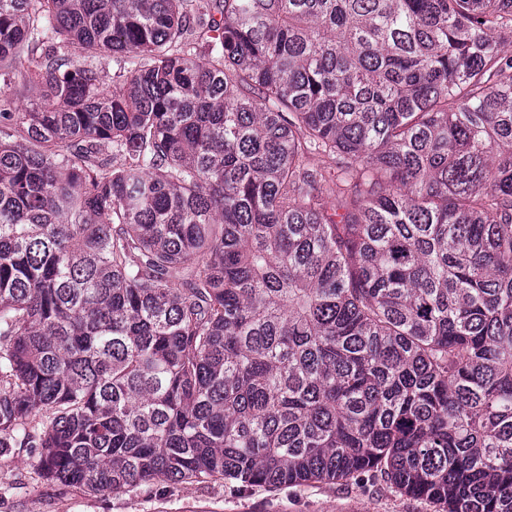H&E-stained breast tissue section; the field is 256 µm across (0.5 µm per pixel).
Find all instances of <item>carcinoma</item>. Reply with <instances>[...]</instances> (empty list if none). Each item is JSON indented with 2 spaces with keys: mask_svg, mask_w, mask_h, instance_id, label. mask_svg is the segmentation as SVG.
<instances>
[{
  "mask_svg": "<svg viewBox=\"0 0 512 512\" xmlns=\"http://www.w3.org/2000/svg\"><path fill=\"white\" fill-rule=\"evenodd\" d=\"M191 2L0 0V456L512 512V0ZM100 75V86L105 91H112L119 87L124 79L119 72L118 66L112 61L111 56H102L97 60Z\"/></svg>",
  "mask_w": 512,
  "mask_h": 512,
  "instance_id": "carcinoma-1",
  "label": "carcinoma"
}]
</instances>
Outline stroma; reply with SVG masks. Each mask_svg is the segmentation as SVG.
I'll use <instances>...</instances> for the list:
<instances>
[{"label": "stroma", "instance_id": "obj_1", "mask_svg": "<svg viewBox=\"0 0 512 512\" xmlns=\"http://www.w3.org/2000/svg\"><path fill=\"white\" fill-rule=\"evenodd\" d=\"M34 448L0 458V512H434L426 501L380 482L314 483L237 490L232 482L159 481L132 492L99 495L41 476Z\"/></svg>", "mask_w": 512, "mask_h": 512}]
</instances>
